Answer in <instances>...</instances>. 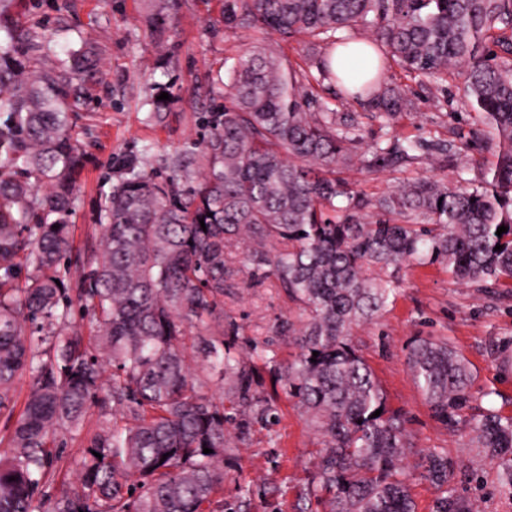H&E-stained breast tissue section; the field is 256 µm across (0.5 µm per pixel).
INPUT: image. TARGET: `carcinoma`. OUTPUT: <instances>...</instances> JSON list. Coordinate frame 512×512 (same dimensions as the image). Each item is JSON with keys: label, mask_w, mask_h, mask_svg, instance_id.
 Masks as SVG:
<instances>
[{"label": "carcinoma", "mask_w": 512, "mask_h": 512, "mask_svg": "<svg viewBox=\"0 0 512 512\" xmlns=\"http://www.w3.org/2000/svg\"><path fill=\"white\" fill-rule=\"evenodd\" d=\"M18 2L0 0V417L13 422L0 438V512H220L230 417L205 389L225 378L232 409L272 410L257 367L224 341L236 335L224 325V282L236 274L228 254L242 242L254 271L298 306L282 325L296 359H258L324 439L315 492L328 512H415L394 479L404 422L388 410L352 329L387 307L396 280L382 270L403 261L512 288V0H223L224 27L262 40L305 36L335 49L353 30L374 31L377 72L344 93L367 98L384 120L407 105L383 81L389 62L429 83L459 75L470 107L496 133L495 165L475 189L421 178L368 199L336 178L350 167L357 125L327 105L309 111L312 83L340 86L343 77L323 57L318 75H299L256 46L218 80L224 103L203 113L199 146L164 159L166 176L142 154L124 161L99 200L100 241L76 260L74 286L62 261L86 162L76 114L91 95L97 53L82 42L57 57L41 21L19 23ZM165 9L151 0L146 15L159 37ZM161 92L171 99L152 97L153 119L178 99ZM416 150L376 142L359 169L415 163ZM500 226L508 231L498 236ZM76 304L95 335L72 321ZM190 355L200 361L194 374ZM409 363L435 416L460 423L473 382L467 361L445 339H419ZM21 375L30 389L16 416ZM93 408L100 426L81 451L79 483L63 479L53 497L37 498L62 470L60 435L80 431ZM467 424L512 488V417L489 410ZM426 472L448 484V459L430 456ZM435 512L469 506L449 492Z\"/></svg>", "instance_id": "carcinoma-1"}]
</instances>
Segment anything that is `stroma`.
I'll return each mask as SVG.
<instances>
[{"label":"stroma","mask_w":512,"mask_h":512,"mask_svg":"<svg viewBox=\"0 0 512 512\" xmlns=\"http://www.w3.org/2000/svg\"><path fill=\"white\" fill-rule=\"evenodd\" d=\"M146 14L145 0H38L36 15L47 32L79 27L100 58L94 90L78 119L86 130L87 161L71 217L76 256L87 253L100 237L97 205L115 183L123 159L146 149L158 168L167 155L200 140L199 118L216 91L217 78L226 77L233 59L257 39L250 29H225L220 0H178L160 37L151 34ZM386 77L405 89L410 102L387 126L365 99H341L338 88L326 82L313 93L318 104L353 115L361 133L355 154L391 137L445 144L456 158L440 154L431 163L423 160L377 173L343 169L340 178L368 197L420 176L478 185L496 161V136L467 105L461 79L451 76L429 84L394 63ZM160 85L179 89L181 97L155 122L148 118V101ZM232 258L238 275L224 289V321L239 328L235 350L247 358L253 343L265 342L282 361L292 360L298 352L294 339L277 335L275 329L295 318V306L274 282L257 279L245 247L235 249ZM398 276L396 295L382 315L353 329L388 407L405 419L408 448L398 476L407 483L416 512H433L448 490L473 512H512V488L501 482L499 460L477 448L464 424L450 426L434 416L409 366L416 340L447 339L473 372L467 415L491 409L512 416V290L460 283L440 265L414 261L403 263ZM263 389L274 395V418L251 419L244 432L236 421L227 424L220 493L224 512H326L311 494L317 457L324 449L321 435L294 400L278 391L272 373H264ZM433 453L448 460L447 486L425 476V460Z\"/></svg>","instance_id":"1"}]
</instances>
